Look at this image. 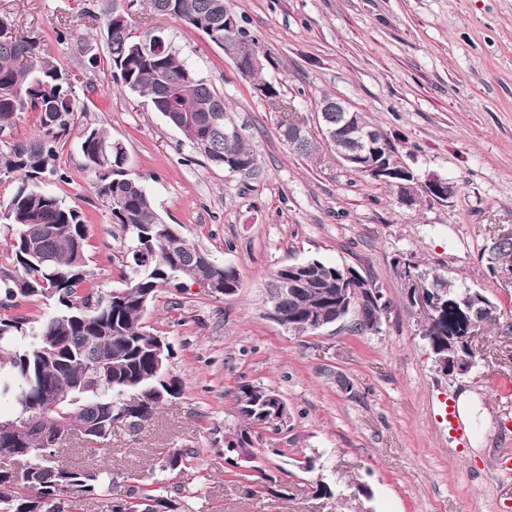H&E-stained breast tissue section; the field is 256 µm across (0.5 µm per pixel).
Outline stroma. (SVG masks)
<instances>
[{
    "label": "stroma",
    "instance_id": "1",
    "mask_svg": "<svg viewBox=\"0 0 512 512\" xmlns=\"http://www.w3.org/2000/svg\"><path fill=\"white\" fill-rule=\"evenodd\" d=\"M88 5L0 0V15L71 74L87 105L59 149L68 179L49 187L88 225L90 286L120 287L123 239L84 167L88 125L122 143L157 212L235 266L239 288L224 296L185 279L161 289L144 322L172 342L181 395L141 429L116 424L96 456L73 440L59 458L111 469L123 491L185 490L192 512H512V288L487 262L498 226L512 225V0H232L274 60L263 77L277 85L281 113L201 32L135 0L134 30L163 27L245 125L259 159L249 176L209 165L148 98L113 85L104 44L82 17ZM326 95L372 121L418 180L448 178L453 196L409 208L385 183L351 171L321 142L316 104ZM287 113L320 140L317 154L290 150L278 128ZM313 259L353 267L381 288L389 310L378 333L336 325L300 336L267 317L271 274ZM437 273L480 291L499 314L475 366L453 380L438 371L407 295L410 275ZM244 382L276 390L288 420L264 433L255 463L235 468L214 439L237 424ZM464 391L477 394L478 411L457 439L444 403ZM172 448L187 455L178 475L158 469ZM320 479L335 484V497L313 494Z\"/></svg>",
    "mask_w": 512,
    "mask_h": 512
}]
</instances>
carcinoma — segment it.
<instances>
[{
  "instance_id": "obj_1",
  "label": "carcinoma",
  "mask_w": 512,
  "mask_h": 512,
  "mask_svg": "<svg viewBox=\"0 0 512 512\" xmlns=\"http://www.w3.org/2000/svg\"><path fill=\"white\" fill-rule=\"evenodd\" d=\"M150 14L174 19L204 35L224 38V14H235L228 0H146ZM89 23L105 43L112 81L131 93L150 97L154 109L179 127L183 138L207 162L231 173L248 175L257 169V155L246 137L224 135L235 124L224 108V97L197 78L193 70L165 41L160 27L135 33L122 0H104L100 11H85ZM237 54L246 62L258 41L244 27ZM20 112L38 115L39 132L33 137L4 143L0 149V177H16L10 197L0 201V220L10 234V245L0 255V307L10 308L23 299H53L57 311L37 325L25 315L0 317V354L7 371L0 372V397L14 407L13 417L35 409L47 413L38 429L14 434V456L28 461L19 476L0 462V512H69L74 493L102 496L109 512H176L184 507L174 496L153 493L145 487L124 493L112 490V476L79 465H63L55 449H44V432H53L80 417L93 424L86 440L102 444L112 437V409L123 396H137L136 415L130 428L149 421L180 382H164L173 350L164 347L163 366L154 352L158 333L144 325V297L154 298L161 288L188 278L206 288H238L235 267L213 264L185 237L170 251L149 250L163 219L139 178L126 167V152L115 151L108 132L87 126L81 137L85 168L95 176L98 196L120 226L124 248L122 287L98 293L88 281L87 224L79 209L44 186L57 175L58 144L67 136L79 112L70 75L43 60L37 41L15 34L8 18L0 16V133L13 127ZM307 276L295 281L294 292L282 301L288 321L298 328L306 311L321 308L309 295L313 288H334L344 267L313 259ZM435 285L445 289L448 314L471 304V288H457L444 275ZM372 303L350 321L355 334L371 332ZM276 391L249 382L238 387L240 423L235 434L246 439L265 424L261 407L277 401ZM186 455L177 449L162 459V470H182Z\"/></svg>"
}]
</instances>
